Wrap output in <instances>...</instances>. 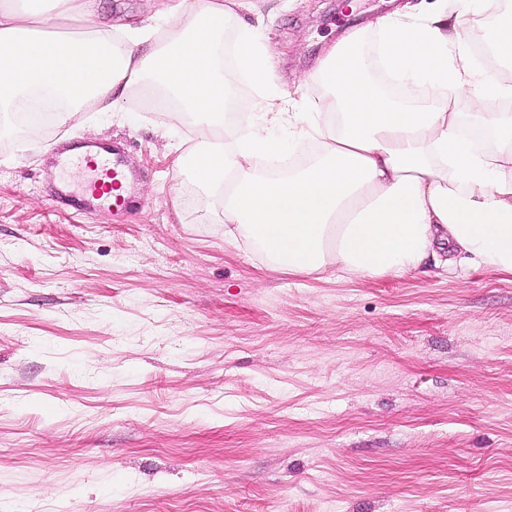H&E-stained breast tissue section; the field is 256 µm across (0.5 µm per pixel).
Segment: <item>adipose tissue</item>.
Wrapping results in <instances>:
<instances>
[{"label": "adipose tissue", "instance_id": "ef3b65f1", "mask_svg": "<svg viewBox=\"0 0 512 512\" xmlns=\"http://www.w3.org/2000/svg\"><path fill=\"white\" fill-rule=\"evenodd\" d=\"M490 3L402 0L324 49L316 101L252 113L224 82L228 30L253 85L273 72L251 0H158L139 27L97 23L99 0H0V112L64 122L134 94L178 108L202 149L176 166L204 207L223 203L225 235L277 270L401 276L460 260L512 274V74L486 78L459 30ZM68 17L81 36L52 34Z\"/></svg>", "mask_w": 512, "mask_h": 512}]
</instances>
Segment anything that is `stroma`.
<instances>
[{
	"instance_id": "stroma-1",
	"label": "stroma",
	"mask_w": 512,
	"mask_h": 512,
	"mask_svg": "<svg viewBox=\"0 0 512 512\" xmlns=\"http://www.w3.org/2000/svg\"><path fill=\"white\" fill-rule=\"evenodd\" d=\"M264 111L393 0H252ZM120 142L134 215L73 216L53 147ZM190 120L0 115V512H512V274L267 267L200 204Z\"/></svg>"
}]
</instances>
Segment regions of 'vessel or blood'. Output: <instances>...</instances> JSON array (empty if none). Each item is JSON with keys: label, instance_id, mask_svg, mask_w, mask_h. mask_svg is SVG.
<instances>
[{"label": "vessel or blood", "instance_id": "b4317fda", "mask_svg": "<svg viewBox=\"0 0 512 512\" xmlns=\"http://www.w3.org/2000/svg\"><path fill=\"white\" fill-rule=\"evenodd\" d=\"M77 161L85 171L83 184L76 191L64 187L54 189V206L80 210L102 205L113 212L129 214L131 201L126 192L129 173L120 158L118 145H84Z\"/></svg>", "mask_w": 512, "mask_h": 512}]
</instances>
